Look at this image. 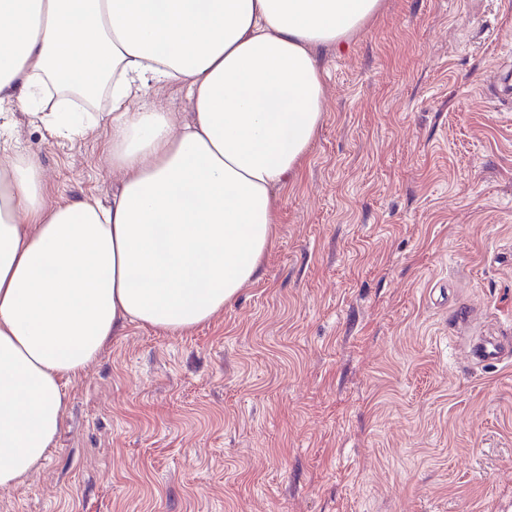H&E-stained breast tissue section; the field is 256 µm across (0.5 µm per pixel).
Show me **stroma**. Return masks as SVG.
Here are the masks:
<instances>
[{
    "mask_svg": "<svg viewBox=\"0 0 512 512\" xmlns=\"http://www.w3.org/2000/svg\"><path fill=\"white\" fill-rule=\"evenodd\" d=\"M325 116L263 275L177 335L138 323L78 379L0 512H512V0H382L320 49ZM0 107L48 202L120 188L112 102L63 136Z\"/></svg>",
    "mask_w": 512,
    "mask_h": 512,
    "instance_id": "stroma-1",
    "label": "stroma"
}]
</instances>
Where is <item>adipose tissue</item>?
<instances>
[{"mask_svg":"<svg viewBox=\"0 0 512 512\" xmlns=\"http://www.w3.org/2000/svg\"><path fill=\"white\" fill-rule=\"evenodd\" d=\"M380 0H0V104L108 81L110 205L47 203L29 157L0 167V488L45 462L66 380L128 322L181 333L258 279L277 192L323 121L315 52ZM186 88L178 124L144 96Z\"/></svg>","mask_w":512,"mask_h":512,"instance_id":"obj_1","label":"adipose tissue"}]
</instances>
